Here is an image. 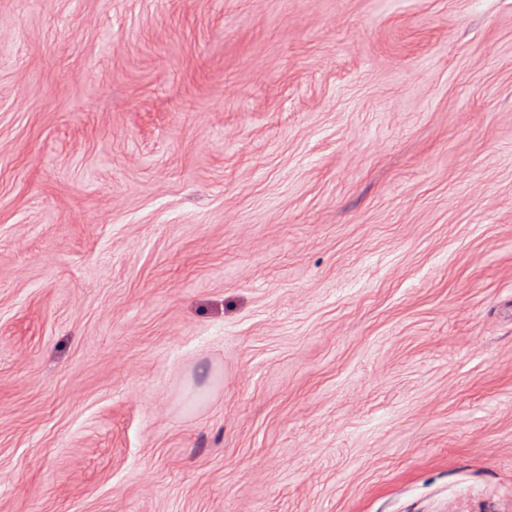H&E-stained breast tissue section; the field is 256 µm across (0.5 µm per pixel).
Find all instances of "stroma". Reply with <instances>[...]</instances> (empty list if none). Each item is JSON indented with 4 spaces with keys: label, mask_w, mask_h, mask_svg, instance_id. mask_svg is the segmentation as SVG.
Instances as JSON below:
<instances>
[{
    "label": "stroma",
    "mask_w": 512,
    "mask_h": 512,
    "mask_svg": "<svg viewBox=\"0 0 512 512\" xmlns=\"http://www.w3.org/2000/svg\"><path fill=\"white\" fill-rule=\"evenodd\" d=\"M0 512H512V0H0Z\"/></svg>",
    "instance_id": "1"
}]
</instances>
